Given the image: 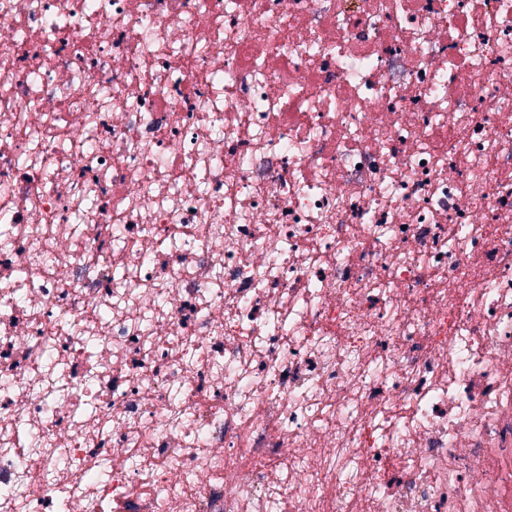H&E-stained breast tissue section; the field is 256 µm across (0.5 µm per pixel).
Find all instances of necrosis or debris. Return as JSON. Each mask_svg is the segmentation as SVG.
Returning a JSON list of instances; mask_svg holds the SVG:
<instances>
[{
    "label": "necrosis or debris",
    "mask_w": 512,
    "mask_h": 512,
    "mask_svg": "<svg viewBox=\"0 0 512 512\" xmlns=\"http://www.w3.org/2000/svg\"><path fill=\"white\" fill-rule=\"evenodd\" d=\"M0 512H512V0H0Z\"/></svg>",
    "instance_id": "obj_1"
}]
</instances>
